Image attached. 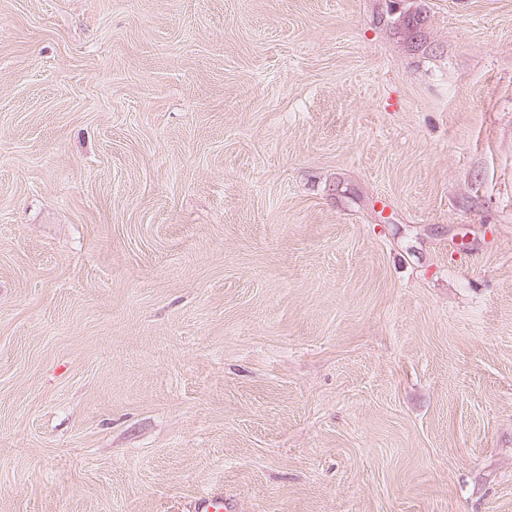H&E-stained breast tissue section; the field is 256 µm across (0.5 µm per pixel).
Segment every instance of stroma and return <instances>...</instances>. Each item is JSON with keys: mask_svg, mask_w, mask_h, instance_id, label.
<instances>
[{"mask_svg": "<svg viewBox=\"0 0 512 512\" xmlns=\"http://www.w3.org/2000/svg\"><path fill=\"white\" fill-rule=\"evenodd\" d=\"M512 512V0H0V512Z\"/></svg>", "mask_w": 512, "mask_h": 512, "instance_id": "35a3bbf8", "label": "stroma"}]
</instances>
